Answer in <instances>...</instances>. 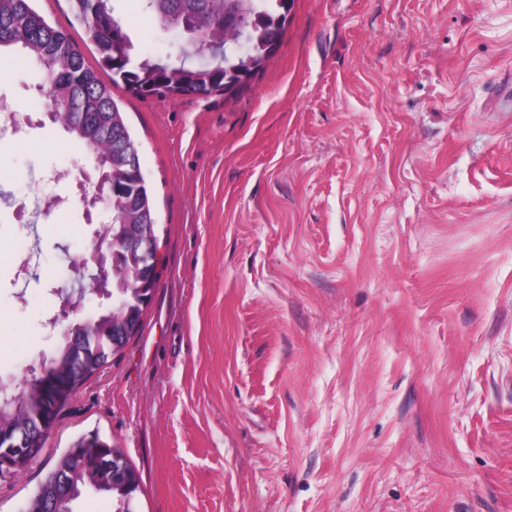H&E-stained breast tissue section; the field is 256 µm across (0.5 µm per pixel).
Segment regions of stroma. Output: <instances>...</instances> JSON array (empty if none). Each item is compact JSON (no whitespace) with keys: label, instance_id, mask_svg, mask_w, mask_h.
<instances>
[{"label":"stroma","instance_id":"35a3bbf8","mask_svg":"<svg viewBox=\"0 0 512 512\" xmlns=\"http://www.w3.org/2000/svg\"><path fill=\"white\" fill-rule=\"evenodd\" d=\"M97 53L68 0H35ZM135 61L181 37L117 0ZM43 70L0 53L25 107ZM163 254L142 325L88 379L0 512H25L95 432L140 476L135 512H512V0H293L235 93L141 100ZM51 120L0 135V377L50 351L92 251ZM93 446V447H88ZM112 447V450H115L114 448H117L115 445L109 444L107 441L99 437L97 434H89V435H83L82 437H79L75 442L72 444V446L66 451V455L70 457H74L75 460L82 459L85 462V458H82V452L84 448H102V449H109ZM117 451V450H115ZM119 453H123L122 451H117ZM83 462V463H84Z\"/></svg>","mask_w":512,"mask_h":512}]
</instances>
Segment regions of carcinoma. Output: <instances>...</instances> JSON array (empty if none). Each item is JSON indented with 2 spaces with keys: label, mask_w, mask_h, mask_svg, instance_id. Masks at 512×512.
<instances>
[{
  "label": "carcinoma",
  "mask_w": 512,
  "mask_h": 512,
  "mask_svg": "<svg viewBox=\"0 0 512 512\" xmlns=\"http://www.w3.org/2000/svg\"><path fill=\"white\" fill-rule=\"evenodd\" d=\"M116 0H69L74 18L84 27L85 34L95 47L99 69L87 64L79 43L66 30L52 25L34 7V0H0V49L18 50L27 61H34L50 72L46 95L50 112L69 138L80 146L94 149V166L108 181L104 190L119 189L112 196L110 223L102 228L107 238L115 241L113 254L107 264L117 273L112 278V298L130 294L135 290L134 277L137 259L125 249L129 240L142 224L157 223L152 196L147 185H140L127 170L124 151L132 139L119 104L112 95V85L120 84L132 96L147 100L151 93L165 88L176 94L204 98L224 90V55L213 62L191 63L181 58L177 65L168 62L142 61L136 65L127 62L133 47L131 38L122 26L115 7ZM142 10L162 26L175 25L183 33L189 29L183 23L195 21L213 28L212 37L224 41L220 28L224 8H233L253 26L251 53L261 55L266 38L282 37L285 22L279 21L283 13L281 0H141ZM109 75L104 81L99 71ZM118 353L109 341L101 346L92 343L80 351L65 339L58 343L44 369L49 375L55 366L66 369L86 381L105 366L109 358ZM41 374L25 379V395L17 408L4 407L0 424H7L12 413L27 414L33 405L56 409L60 415L70 397L60 399L49 396L41 385ZM46 481L69 483L77 492L87 487L79 462L60 456L48 473Z\"/></svg>",
  "instance_id": "carcinoma-1"
}]
</instances>
